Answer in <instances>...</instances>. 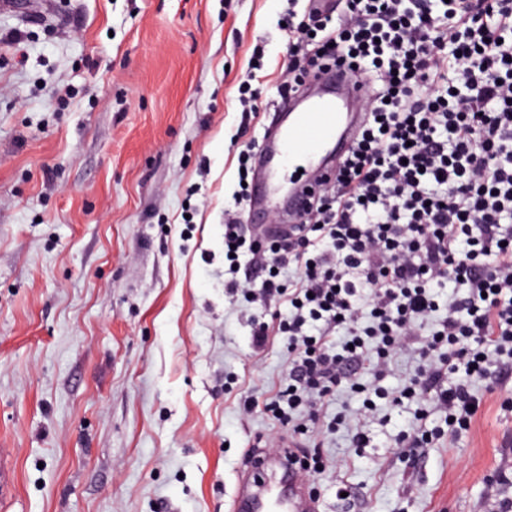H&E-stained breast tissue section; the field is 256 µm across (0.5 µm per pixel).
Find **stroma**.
Segmentation results:
<instances>
[{"mask_svg": "<svg viewBox=\"0 0 512 512\" xmlns=\"http://www.w3.org/2000/svg\"><path fill=\"white\" fill-rule=\"evenodd\" d=\"M288 0H16L0 7V512H227L252 399L288 369L224 293V209L256 71L276 102ZM467 427L408 462L416 406L378 401L310 473L322 512H504L512 412L475 383ZM348 496H341V489Z\"/></svg>", "mask_w": 512, "mask_h": 512, "instance_id": "1", "label": "stroma"}]
</instances>
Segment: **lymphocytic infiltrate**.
<instances>
[{
    "label": "lymphocytic infiltrate",
    "instance_id": "obj_1",
    "mask_svg": "<svg viewBox=\"0 0 512 512\" xmlns=\"http://www.w3.org/2000/svg\"><path fill=\"white\" fill-rule=\"evenodd\" d=\"M340 12L283 16L297 95L316 72L347 67L364 87L365 124L333 183L274 241L246 237L224 211V291L257 305L251 342L282 336L288 374L262 404L289 437L319 425L343 389L362 405L435 404L468 424L474 381L512 359V0H340ZM250 265L257 282L240 280ZM293 269L285 279V269ZM465 295L442 297L447 284ZM286 303L287 314L271 311ZM399 390L379 388L399 357Z\"/></svg>",
    "mask_w": 512,
    "mask_h": 512
}]
</instances>
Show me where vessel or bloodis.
<instances>
[{"label":"vessel or blood","mask_w":512,"mask_h":512,"mask_svg":"<svg viewBox=\"0 0 512 512\" xmlns=\"http://www.w3.org/2000/svg\"><path fill=\"white\" fill-rule=\"evenodd\" d=\"M301 107L274 106L270 126L254 150L249 206L255 216L285 211L298 217L321 184L333 179L361 120L354 103L363 89L348 71L333 68L315 77ZM308 180L291 181L298 171ZM283 438L276 453L252 443L236 476L234 512H319L318 502L301 478L292 448Z\"/></svg>","instance_id":"b4317fda"}]
</instances>
